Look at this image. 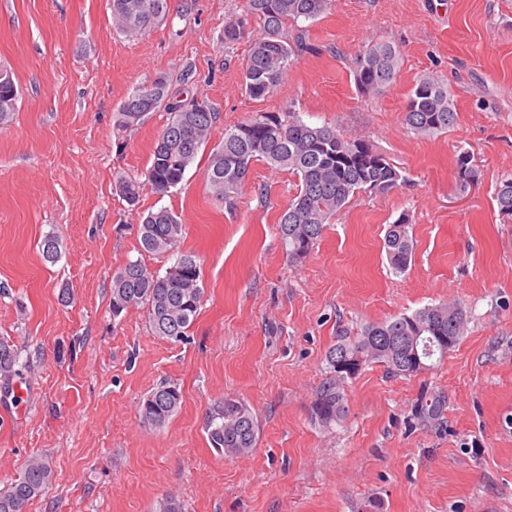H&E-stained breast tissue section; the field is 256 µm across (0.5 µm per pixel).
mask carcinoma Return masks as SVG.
I'll list each match as a JSON object with an SVG mask.
<instances>
[{
	"label": "carcinoma",
	"mask_w": 512,
	"mask_h": 512,
	"mask_svg": "<svg viewBox=\"0 0 512 512\" xmlns=\"http://www.w3.org/2000/svg\"><path fill=\"white\" fill-rule=\"evenodd\" d=\"M333 0H244L243 13L224 19V46L246 38L249 50L241 62L242 89L253 100L275 96L289 71L305 54L314 51L300 21L315 20L327 13ZM168 11V0H112L113 28L127 36L144 34ZM400 53L379 40L369 42L352 63L359 92L370 96L389 87L397 74ZM0 82V124H8L16 112L19 93L12 72ZM183 88L169 90L160 76L136 87L119 108V130L139 126L148 112L161 109L171 120L157 137L145 179H120L117 192L131 205L144 190L167 195L208 143L219 112L207 99L206 110H196L189 80ZM456 120L448 89L434 77L419 80L411 91L404 121L417 136L448 131ZM256 161L285 169L297 178L296 194L280 214L278 233L294 261L305 258L321 239L326 224L360 191L383 192L396 186L400 173L395 165L375 152L363 139L347 140L329 127L304 123L296 112H257L224 132V143L209 154L205 176L210 193L218 201L233 203L242 191ZM494 200L500 214L512 217V179L502 181ZM140 247L150 254L178 250L183 224L171 210L161 207L140 216ZM387 258L392 270L404 272L413 256L408 220L399 218L385 235ZM201 265L196 255L180 254L165 272L148 268L141 260H129L112 277V302L124 307L144 306L152 334L180 342L195 321L201 306ZM467 318L463 309L446 303L427 306L411 314L379 323H368L356 333L342 330L325 355L328 373L319 384L312 403V418L322 427L342 422L348 412L344 371L362 360L378 364L398 377L416 376L434 367L453 351L464 335ZM19 353L0 340V375L16 373ZM174 384L161 383L141 404V415L156 427L165 425L179 410L183 395L168 400L164 394ZM446 410L443 395L423 396L411 419L423 426L440 424ZM205 430L214 449L227 458L247 455L257 443L258 425L250 407L226 398L211 411ZM53 478L50 462L32 458L21 473L0 489V512H25L41 496Z\"/></svg>",
	"instance_id": "obj_1"
}]
</instances>
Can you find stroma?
Instances as JSON below:
<instances>
[{
    "instance_id": "35a3bbf8",
    "label": "stroma",
    "mask_w": 512,
    "mask_h": 512,
    "mask_svg": "<svg viewBox=\"0 0 512 512\" xmlns=\"http://www.w3.org/2000/svg\"><path fill=\"white\" fill-rule=\"evenodd\" d=\"M184 1L128 38L112 27V0H0V66L20 90L0 125V340L22 364L0 377V411L14 387L25 391L19 418L0 420V488L42 457L54 477L26 512H161L169 498L184 512H367L372 501L379 512H512V220L494 200L512 178V0H335L305 24L313 53L265 101L241 88L247 42L224 45V18L243 0H188L187 12ZM373 39L399 50V70L365 96L352 60ZM161 75L220 118L181 185L132 206L114 184L143 178L170 116L150 113L120 135L118 109ZM427 75L448 88L456 122L422 138L404 112ZM288 105L308 125L367 140L402 175L389 191L357 194L297 262L277 231L293 175L254 162L230 205L205 177L226 128ZM161 207L202 267L200 312L178 343L151 334L145 308L116 316L110 304L126 261L173 264L139 251V216ZM401 217L414 250L396 274L383 243ZM48 236L60 245L53 264L39 249ZM448 302L468 323L443 364L410 379L367 366L345 385L346 420L314 421L337 332ZM165 382L183 400L157 428L140 405ZM425 393L446 396L443 422L409 426ZM227 396L259 426L255 450L236 458L205 432Z\"/></svg>"
}]
</instances>
